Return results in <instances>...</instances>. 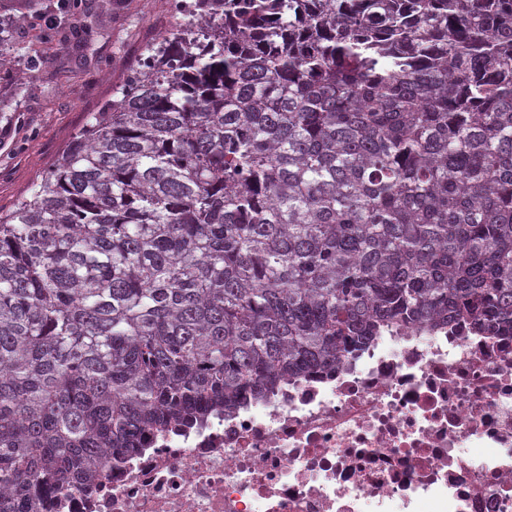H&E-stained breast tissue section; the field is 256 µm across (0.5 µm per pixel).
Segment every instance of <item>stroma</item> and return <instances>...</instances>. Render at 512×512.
<instances>
[{"label": "stroma", "instance_id": "1", "mask_svg": "<svg viewBox=\"0 0 512 512\" xmlns=\"http://www.w3.org/2000/svg\"><path fill=\"white\" fill-rule=\"evenodd\" d=\"M12 18L0 42V212L9 210L136 68L141 46L175 13V0H0ZM97 15L93 30L85 14ZM56 17L52 40L45 21Z\"/></svg>", "mask_w": 512, "mask_h": 512}]
</instances>
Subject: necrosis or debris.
<instances>
[{"label": "necrosis or debris", "mask_w": 512, "mask_h": 512, "mask_svg": "<svg viewBox=\"0 0 512 512\" xmlns=\"http://www.w3.org/2000/svg\"><path fill=\"white\" fill-rule=\"evenodd\" d=\"M38 512H512V329H386L328 372L145 436Z\"/></svg>", "instance_id": "obj_1"}]
</instances>
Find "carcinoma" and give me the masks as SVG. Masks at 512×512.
Instances as JSON below:
<instances>
[{
    "mask_svg": "<svg viewBox=\"0 0 512 512\" xmlns=\"http://www.w3.org/2000/svg\"><path fill=\"white\" fill-rule=\"evenodd\" d=\"M451 323L512 326V0H192L0 213V512Z\"/></svg>",
    "mask_w": 512,
    "mask_h": 512,
    "instance_id": "carcinoma-1",
    "label": "carcinoma"
}]
</instances>
